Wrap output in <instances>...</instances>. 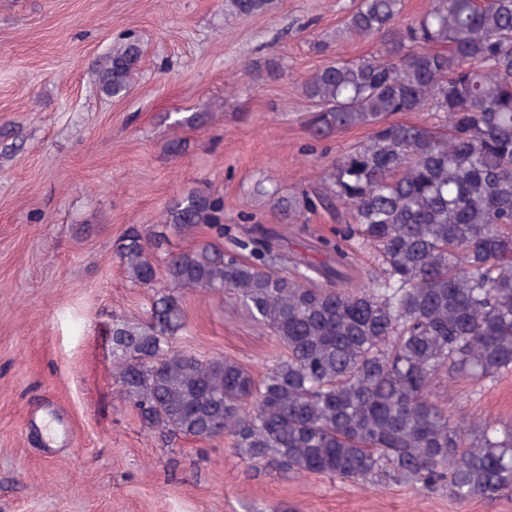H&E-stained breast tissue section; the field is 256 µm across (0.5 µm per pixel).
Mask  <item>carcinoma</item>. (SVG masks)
<instances>
[{
    "instance_id": "1",
    "label": "carcinoma",
    "mask_w": 512,
    "mask_h": 512,
    "mask_svg": "<svg viewBox=\"0 0 512 512\" xmlns=\"http://www.w3.org/2000/svg\"><path fill=\"white\" fill-rule=\"evenodd\" d=\"M225 3L254 14L266 0ZM400 11L401 0H359L347 31L380 38L378 55L330 62L302 84L315 137L370 131L333 160L323 191L282 202L290 220L349 210L352 223L314 246L333 263L288 257L268 229L239 238L222 198L184 193L118 243L133 284L154 294L143 322L112 320L117 381L167 443L224 438L255 467L404 479L462 503L511 497L512 429L455 420L432 384L444 371H512V0H434L404 26ZM140 58L133 40L115 49L98 89L126 94ZM410 112L434 122L394 119ZM200 224L229 247L170 251V235ZM358 250L377 266L356 280ZM226 289L283 348L260 378L176 345L182 291Z\"/></svg>"
}]
</instances>
